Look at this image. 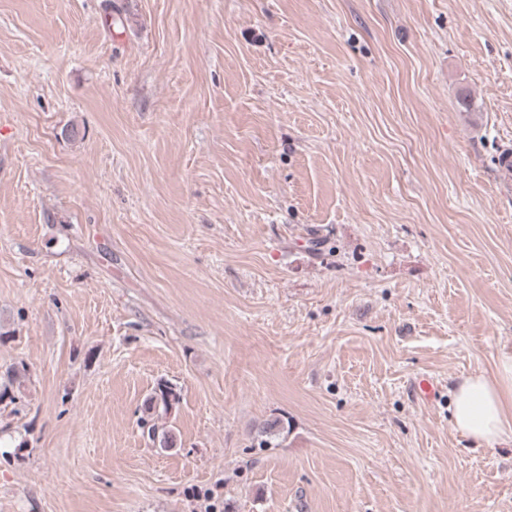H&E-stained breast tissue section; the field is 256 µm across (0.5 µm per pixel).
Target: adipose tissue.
<instances>
[{
  "mask_svg": "<svg viewBox=\"0 0 512 512\" xmlns=\"http://www.w3.org/2000/svg\"><path fill=\"white\" fill-rule=\"evenodd\" d=\"M456 431L493 448L512 441V351H503L493 374H472L452 388Z\"/></svg>",
  "mask_w": 512,
  "mask_h": 512,
  "instance_id": "ef3b65f1",
  "label": "adipose tissue"
}]
</instances>
